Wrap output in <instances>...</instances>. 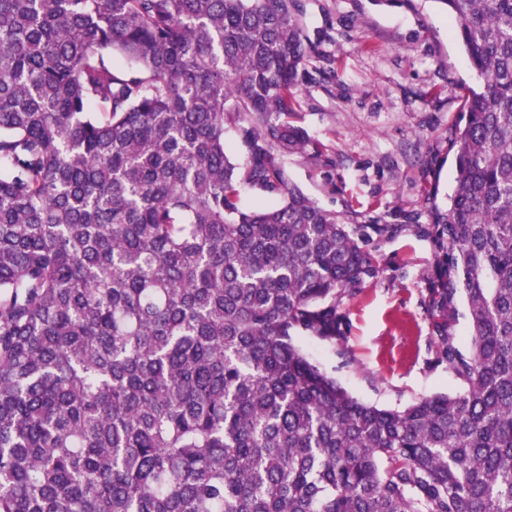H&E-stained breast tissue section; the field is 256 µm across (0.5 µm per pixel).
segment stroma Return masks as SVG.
Masks as SVG:
<instances>
[{"label": "stroma", "mask_w": 512, "mask_h": 512, "mask_svg": "<svg viewBox=\"0 0 512 512\" xmlns=\"http://www.w3.org/2000/svg\"><path fill=\"white\" fill-rule=\"evenodd\" d=\"M313 59L291 115L320 146L281 162L288 179L350 224H399L373 241L378 272L343 300L344 345H298L360 401L401 409L455 393L423 300L434 272L416 233L455 188L453 139L478 77L439 0H296Z\"/></svg>", "instance_id": "obj_1"}]
</instances>
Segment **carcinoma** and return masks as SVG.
<instances>
[{
    "mask_svg": "<svg viewBox=\"0 0 512 512\" xmlns=\"http://www.w3.org/2000/svg\"><path fill=\"white\" fill-rule=\"evenodd\" d=\"M437 2L480 78L417 229L459 390L398 410L295 343L345 341L401 231L284 174L295 0H0V512H512V0ZM448 332L454 336L457 345L461 348L469 344V324L467 318V305L462 292L458 289L452 308L448 313Z\"/></svg>",
    "mask_w": 512,
    "mask_h": 512,
    "instance_id": "cac0c4a2",
    "label": "carcinoma"
}]
</instances>
